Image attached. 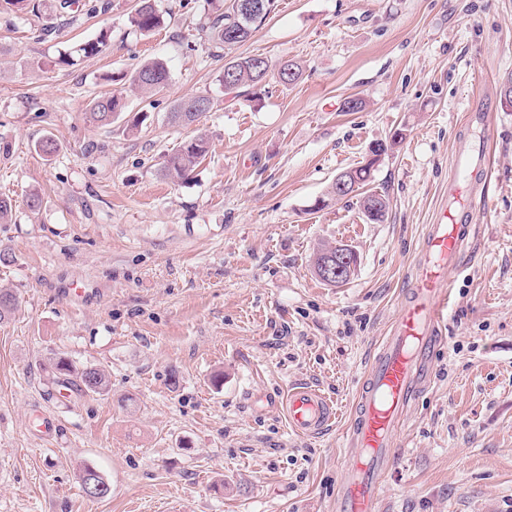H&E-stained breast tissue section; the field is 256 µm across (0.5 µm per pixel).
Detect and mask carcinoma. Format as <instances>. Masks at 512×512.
<instances>
[{"label": "carcinoma", "instance_id": "obj_1", "mask_svg": "<svg viewBox=\"0 0 512 512\" xmlns=\"http://www.w3.org/2000/svg\"><path fill=\"white\" fill-rule=\"evenodd\" d=\"M256 8L251 16L240 15L238 0H211L213 15L210 18L208 30L210 39L216 48L225 50L247 41L253 32L264 22L271 12L273 0H252ZM131 23L142 32H150L159 27L162 17L159 14L155 0H138L137 8L131 16ZM106 35L102 34L96 40H87L69 45L59 52L58 63L74 66L78 62L94 57L106 46ZM300 76V70L292 64L277 66L271 60L261 56L239 57L224 63L220 81L224 84L225 93H233L244 87H258L269 78L276 77L284 84L295 82ZM169 80L166 64L154 60L140 65L130 78V87L143 97H149L163 89ZM200 101H208L210 97L198 95ZM185 97L173 105L170 118L179 126H189L202 115L200 111L188 108V101L194 99ZM126 102L123 96L105 94L93 100L89 109V118L97 125L104 127L112 124V120L123 112ZM404 139L403 130L397 129L385 141H376L368 147L369 159L358 166L347 170L351 181L360 192V206L367 220L373 224L385 221L389 201L386 196L368 192L365 187L372 182L374 168L381 157L391 152ZM209 151L208 139L203 135L194 136L184 141L179 149L169 155L164 161L163 175L172 180L189 178L195 166L205 158ZM52 383L68 384L73 390L84 395L106 396L110 392V382L107 374L101 368L86 366L77 368L64 357L53 364Z\"/></svg>", "mask_w": 512, "mask_h": 512}]
</instances>
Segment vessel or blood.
I'll use <instances>...</instances> for the list:
<instances>
[{
	"instance_id": "1",
	"label": "vessel or blood",
	"mask_w": 512,
	"mask_h": 512,
	"mask_svg": "<svg viewBox=\"0 0 512 512\" xmlns=\"http://www.w3.org/2000/svg\"><path fill=\"white\" fill-rule=\"evenodd\" d=\"M448 180L451 207L428 226L410 281L402 292L387 336L362 377L348 430V462L337 489L336 512H379L380 491L395 454L398 430L418 394L428 387L434 356L443 341L441 318L451 291L448 272L462 263L475 229L461 206L463 187L486 185V154L459 145ZM281 408L289 428L312 437L336 418L333 402L317 389L287 392Z\"/></svg>"
}]
</instances>
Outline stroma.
<instances>
[{
	"mask_svg": "<svg viewBox=\"0 0 512 512\" xmlns=\"http://www.w3.org/2000/svg\"><path fill=\"white\" fill-rule=\"evenodd\" d=\"M34 3L0 0V196L12 201L0 289L17 299L0 323V512H336L361 378L465 137L485 143L493 177L467 196L478 239L448 273L445 343L401 427L381 512H512V108L500 96L512 0H276L226 55L292 60L301 76L235 100L205 0H156L164 23L145 34L130 24L136 0ZM103 32L102 53L57 64ZM158 59L167 86L129 93L128 74ZM120 92L125 112L91 124L92 98ZM191 95L213 110L172 125ZM352 97L361 110H346ZM400 128L374 172L389 210L372 224L331 186ZM197 134L206 158L187 180L165 178L167 155ZM46 137L49 157L36 149ZM339 244L358 262L332 286L312 260ZM58 356L103 367L109 395L52 384ZM298 384L335 402L328 431L297 436L272 407ZM86 465L108 496L83 493ZM198 99L200 101H209L211 98L206 95H193L185 97L173 105L170 112V118L173 123L179 126H189L197 120V118L205 112H209L213 108V101L211 107L206 111H192L187 107L188 101Z\"/></svg>",
	"mask_w": 512,
	"mask_h": 512,
	"instance_id": "35a3bbf8",
	"label": "stroma"
}]
</instances>
